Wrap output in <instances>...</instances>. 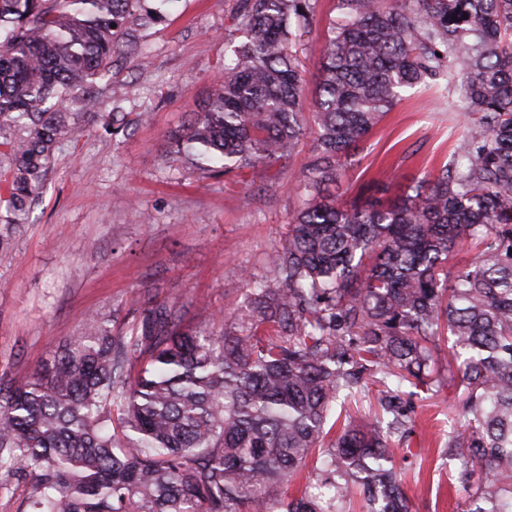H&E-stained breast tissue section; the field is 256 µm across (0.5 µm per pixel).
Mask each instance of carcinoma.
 <instances>
[{
  "label": "carcinoma",
  "instance_id": "carcinoma-1",
  "mask_svg": "<svg viewBox=\"0 0 512 512\" xmlns=\"http://www.w3.org/2000/svg\"><path fill=\"white\" fill-rule=\"evenodd\" d=\"M148 0H0V250L28 223L61 141L98 117L112 59L138 51ZM317 0H236L224 73L174 136L210 174L291 158L308 134L301 23ZM312 100L302 202L247 279L250 310L214 332L179 298L130 334L98 313L0 386V484L26 512H412L396 451L404 387L460 391L448 430L467 512H512V0H336ZM116 27H111V24ZM441 79L471 123L452 160L391 198L328 186L403 93ZM112 93V133L143 122ZM377 387L376 406L360 403ZM334 436L323 447L331 415ZM320 454L321 492L284 496ZM31 484L27 478L10 479L0 489V512H22L24 501L30 495Z\"/></svg>",
  "mask_w": 512,
  "mask_h": 512
}]
</instances>
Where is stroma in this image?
I'll use <instances>...</instances> for the list:
<instances>
[{"label":"stroma","mask_w":512,"mask_h":512,"mask_svg":"<svg viewBox=\"0 0 512 512\" xmlns=\"http://www.w3.org/2000/svg\"><path fill=\"white\" fill-rule=\"evenodd\" d=\"M236 0H178L141 39L142 55L112 65L111 86L135 85L147 123L112 135L92 118L78 144L64 143L30 224L0 251V382L29 374L88 311L122 334L151 302L181 295L189 328L247 306V276L269 274L267 254L299 206L295 186L310 149L271 169L210 177L182 163L170 135L208 95L231 55L229 16ZM335 0H319L305 39V76L314 81ZM465 128L435 89L417 88L376 127L352 168L333 186L338 199L374 181L397 190L449 161ZM407 494L414 512H465L468 493L450 488L448 421L454 388L412 398Z\"/></svg>","instance_id":"1"}]
</instances>
